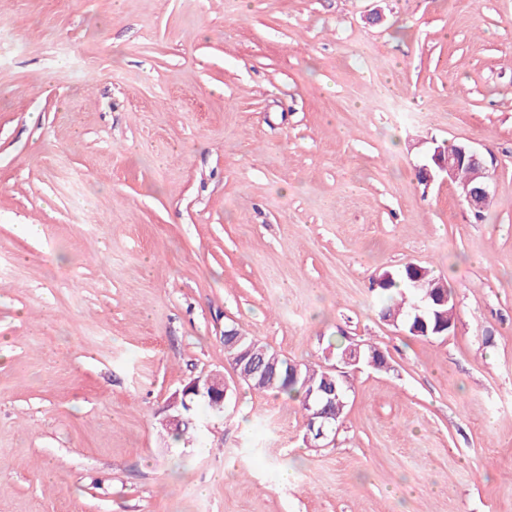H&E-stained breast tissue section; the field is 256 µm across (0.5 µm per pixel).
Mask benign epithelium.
I'll return each mask as SVG.
<instances>
[{
	"label": "benign epithelium",
	"mask_w": 512,
	"mask_h": 512,
	"mask_svg": "<svg viewBox=\"0 0 512 512\" xmlns=\"http://www.w3.org/2000/svg\"><path fill=\"white\" fill-rule=\"evenodd\" d=\"M462 167L470 169L472 174L469 181L462 185L460 196L470 211L480 215L489 206L492 194L489 167L484 155L477 149L464 145H452L444 149L439 147L429 162L418 167L417 177L421 184L428 187L443 174L451 180L456 179ZM344 379L346 372L337 366L331 368L316 398L305 403L308 432L316 435L319 440L328 439L332 432L331 421L336 418V403L340 402L341 396L337 382ZM228 391L229 385L222 374L212 373L192 379L182 391L175 392L169 398L164 407L166 415L163 424L177 427L184 421L177 406L181 403L185 409H192V404L186 402V398L200 397L223 403Z\"/></svg>",
	"instance_id": "7a95c632"
}]
</instances>
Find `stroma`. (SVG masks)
I'll return each mask as SVG.
<instances>
[{"label": "stroma", "mask_w": 512, "mask_h": 512, "mask_svg": "<svg viewBox=\"0 0 512 512\" xmlns=\"http://www.w3.org/2000/svg\"><path fill=\"white\" fill-rule=\"evenodd\" d=\"M444 144L494 156L482 219L419 184ZM410 263L450 335L382 319ZM232 328L388 364L313 447ZM0 512H512V0H0ZM422 267V268H421ZM428 271V274L421 278V276L425 273L424 269ZM409 270L410 275L413 278H416L417 274H420L421 279H419L417 286H414V282H412L409 278ZM409 270L407 265H405L401 269L395 270H387L382 273L385 275V279L383 280L382 275L379 276L375 280V285L378 286L380 282L383 280V286L378 287L380 290L384 292H391L394 290H400L401 288L405 290L406 300L403 302L401 308H388L387 312L392 317L396 318L397 325H400L404 330H406L409 334L418 336V337H431L429 336L428 325L425 319L422 316H416V322L413 326V333L411 331V319L412 315L415 313V309L413 306L416 304H420L421 299L430 306L434 305H442L437 307V314L432 315L429 320V325L432 328L435 324H447L452 323V328L454 327V322L452 321V312L454 309V299L450 289L445 288L448 293L444 291V288H436L438 285L444 287L445 284L443 278L436 277L432 270L418 265H410ZM443 282V283H442ZM428 286H431L430 289L436 288L431 294L427 295ZM446 286V284H445ZM427 295V296H426ZM449 295V301H448ZM409 309V310H408ZM452 328L448 326V330H446V334H443L445 330L442 329V326L434 327L432 330V336H444L451 333ZM229 385L224 381V375L219 373H212L205 377H197L192 379L187 385H185L182 391L175 392L168 400L166 406L164 407V412L166 415L162 420L163 424L167 426H179L183 421H185L182 412L177 410L180 399V393L183 396V406L187 410H191L194 405L198 403H202L207 410L213 414L220 416L224 413V405H218L211 403L217 401L219 403H225V398L229 391ZM191 397H200L194 402L193 406L191 403L187 402V398ZM209 400H207V399ZM173 410V413H170V410ZM193 410V409H192Z\"/></svg>", "instance_id": "1"}]
</instances>
